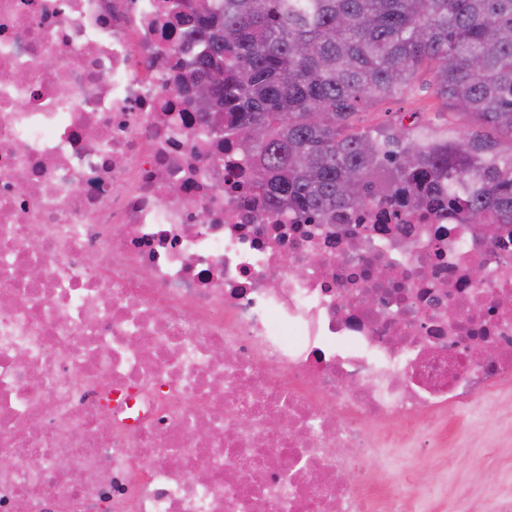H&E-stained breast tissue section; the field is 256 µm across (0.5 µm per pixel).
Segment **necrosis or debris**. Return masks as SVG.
<instances>
[{
	"label": "necrosis or debris",
	"instance_id": "necrosis-or-debris-1",
	"mask_svg": "<svg viewBox=\"0 0 512 512\" xmlns=\"http://www.w3.org/2000/svg\"><path fill=\"white\" fill-rule=\"evenodd\" d=\"M191 28L0 0V512H374L368 428L418 446L512 383V224L277 216Z\"/></svg>",
	"mask_w": 512,
	"mask_h": 512
}]
</instances>
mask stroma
Returning a JSON list of instances; mask_svg holds the SVG:
<instances>
[{"mask_svg":"<svg viewBox=\"0 0 512 512\" xmlns=\"http://www.w3.org/2000/svg\"><path fill=\"white\" fill-rule=\"evenodd\" d=\"M430 82V71L420 70L413 94L361 110L357 128H387L413 114L436 131L460 124ZM426 440L425 448H396L365 467L381 470L390 486L418 478L430 490L429 512H497L500 500L512 497V384L490 395L480 413L438 418Z\"/></svg>","mask_w":512,"mask_h":512,"instance_id":"stroma-1","label":"stroma"}]
</instances>
